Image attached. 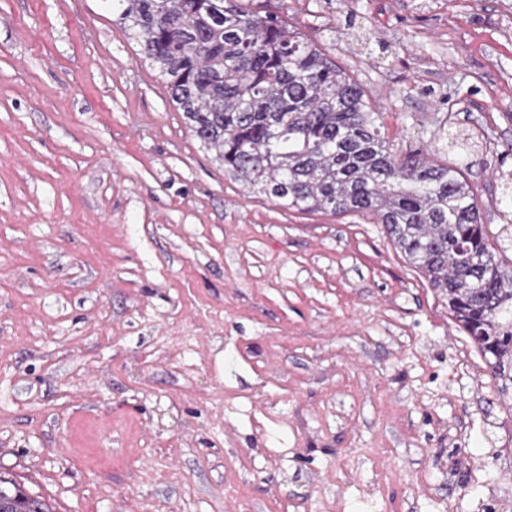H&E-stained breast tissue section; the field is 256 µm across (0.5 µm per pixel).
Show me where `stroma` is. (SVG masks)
I'll return each mask as SVG.
<instances>
[{
  "instance_id": "stroma-1",
  "label": "stroma",
  "mask_w": 512,
  "mask_h": 512,
  "mask_svg": "<svg viewBox=\"0 0 512 512\" xmlns=\"http://www.w3.org/2000/svg\"><path fill=\"white\" fill-rule=\"evenodd\" d=\"M505 0L287 15L512 264ZM0 476L55 512H512V391L359 214L250 193L103 0H0Z\"/></svg>"
}]
</instances>
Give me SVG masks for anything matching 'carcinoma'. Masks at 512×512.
Returning <instances> with one entry per match:
<instances>
[{
    "mask_svg": "<svg viewBox=\"0 0 512 512\" xmlns=\"http://www.w3.org/2000/svg\"><path fill=\"white\" fill-rule=\"evenodd\" d=\"M224 171L302 212L375 217L512 388V270L460 169L393 151L381 113L325 49L239 0H107ZM0 512H51L0 476Z\"/></svg>",
    "mask_w": 512,
    "mask_h": 512,
    "instance_id": "carcinoma-1",
    "label": "carcinoma"
}]
</instances>
